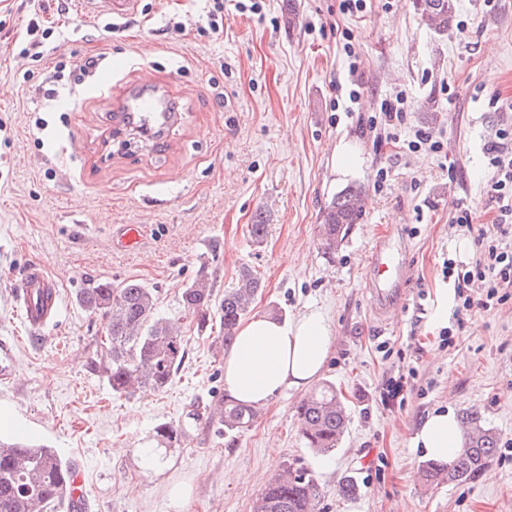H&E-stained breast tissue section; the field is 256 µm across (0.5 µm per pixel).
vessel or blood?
<instances>
[{
    "mask_svg": "<svg viewBox=\"0 0 512 512\" xmlns=\"http://www.w3.org/2000/svg\"><path fill=\"white\" fill-rule=\"evenodd\" d=\"M125 65L123 57H112L106 69L91 85V94H111L112 76ZM112 110L115 133H122L125 127L135 125L158 141L163 140L166 131L180 118L177 103L147 76L127 86L122 95L115 99ZM406 281L405 263L390 249L388 240H381L370 260L371 293L376 314L385 313L402 293ZM16 297L23 307L32 334H40L42 329L56 322L60 313L59 285L44 266H29L16 288Z\"/></svg>",
    "mask_w": 512,
    "mask_h": 512,
    "instance_id": "vessel-or-blood-1",
    "label": "vessel or blood"
}]
</instances>
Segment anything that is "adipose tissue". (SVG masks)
I'll use <instances>...</instances> for the list:
<instances>
[{
    "mask_svg": "<svg viewBox=\"0 0 512 512\" xmlns=\"http://www.w3.org/2000/svg\"><path fill=\"white\" fill-rule=\"evenodd\" d=\"M332 328L319 311L309 309L288 320L257 313L238 329L224 356V387L241 403L266 406L287 391L308 389L321 376ZM425 457L453 463L463 445L454 410L427 415L413 437Z\"/></svg>",
    "mask_w": 512,
    "mask_h": 512,
    "instance_id": "1",
    "label": "adipose tissue"
}]
</instances>
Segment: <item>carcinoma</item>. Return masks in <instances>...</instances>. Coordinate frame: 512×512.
<instances>
[{
	"label": "carcinoma",
	"mask_w": 512,
	"mask_h": 512,
	"mask_svg": "<svg viewBox=\"0 0 512 512\" xmlns=\"http://www.w3.org/2000/svg\"><path fill=\"white\" fill-rule=\"evenodd\" d=\"M414 8L438 34L451 27L456 6L454 0H413ZM360 186L349 185L336 193L322 212L324 248L332 251L347 236L351 226L363 219ZM263 213L255 215L249 234L254 244L263 243L267 233ZM262 288L260 277L251 268L239 273V285L224 292L213 306V284L201 276L183 288V310L204 326L216 313L224 336L221 344L229 347L237 327L250 311ZM81 306L108 319L107 335L101 339L100 355L92 362L118 397L136 392L160 391L171 382L187 353V339L177 323L156 314V290L128 281L118 286L97 282L79 294ZM256 410L246 404L224 400L219 410L218 432L233 435L248 428ZM300 432L305 444L317 454L337 448L347 430L346 408L336 388L323 385L299 407ZM464 446L451 465L427 461L419 477L426 483H460L475 477L498 452L496 432L483 425L474 412L463 416ZM160 443L180 441L184 431L168 422L154 427ZM77 469L53 448H34L19 442L0 440V512H53L63 501L59 488ZM319 487L308 470L290 465L283 475L273 478L255 499L252 512H318Z\"/></svg>",
	"instance_id": "obj_1"
}]
</instances>
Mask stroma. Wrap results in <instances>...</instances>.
Returning a JSON list of instances; mask_svg holds the SVG:
<instances>
[{
  "mask_svg": "<svg viewBox=\"0 0 512 512\" xmlns=\"http://www.w3.org/2000/svg\"><path fill=\"white\" fill-rule=\"evenodd\" d=\"M141 2L144 11L116 22L80 0L68 13H42L62 30L65 56L126 58L114 86L147 75L172 91L181 117L155 146L134 131L109 140V102L85 88L60 84L50 101L36 94L50 60L16 53L41 0H0V339L12 340L15 354L0 412L77 463L87 512H177L169 506L177 484L191 488L178 512H251L287 464L312 471L320 512H512V458L495 457L486 474L462 483L426 485L418 477L425 458L412 442L428 413L448 407L476 412L500 441L512 439V300L459 310L444 275L449 262L469 268L476 250L472 235L450 223L452 202L484 225L496 211L485 148L512 125V0H456L445 34L422 22L412 0H363L352 15L340 0H259L255 14L224 0L220 35L198 30L206 0ZM347 40L354 74L341 51ZM353 77L361 85L354 104ZM398 96L408 114L398 142L375 139L359 116L378 115L383 100ZM418 129L443 152L408 149ZM347 142L359 158L341 171L336 151ZM351 184L365 191L364 220L325 252L322 211ZM258 212L268 222L259 246L248 230ZM117 224L139 225L136 249L113 248ZM383 232L410 279L380 323L367 275ZM33 263L56 278L63 302L39 339L30 338L14 293ZM245 266L263 284L252 312L287 318L316 309L331 324L320 381L341 391L349 424L329 454L313 453L301 437L302 391L275 397L231 436L187 417L193 403L214 408L226 399L225 350L219 321L198 326L181 292L204 274L222 299ZM130 280L156 289L158 315L181 321L188 350L167 388L119 398L90 368L107 322L77 297L96 282ZM446 326L449 346L439 337ZM411 369L402 400L384 402L388 380ZM161 422L186 435L148 468L140 451L154 447ZM347 480L358 488L351 498L338 493Z\"/></svg>",
  "mask_w": 512,
  "mask_h": 512,
  "instance_id": "obj_1",
  "label": "stroma"
}]
</instances>
